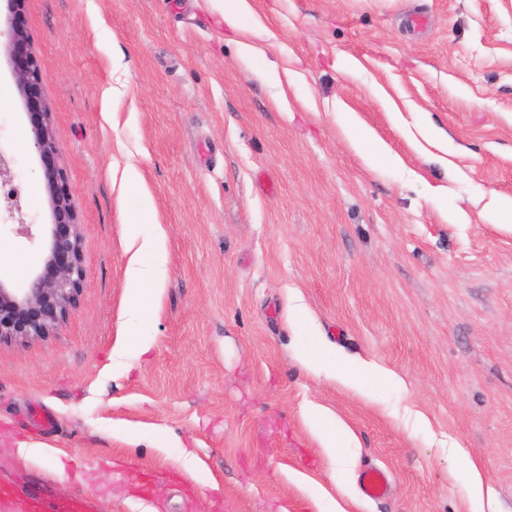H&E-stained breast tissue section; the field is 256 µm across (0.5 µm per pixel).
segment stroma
<instances>
[{"mask_svg":"<svg viewBox=\"0 0 512 512\" xmlns=\"http://www.w3.org/2000/svg\"><path fill=\"white\" fill-rule=\"evenodd\" d=\"M250 2L252 57L215 0H25L85 279L54 335L0 342V478L94 512H317L323 490L347 512H482L458 446L512 512V230L492 207L512 197V0ZM0 96L26 219L50 223L2 51ZM346 107L403 167L365 162ZM427 124L447 163L410 146ZM129 160L155 223L132 221ZM136 235L157 237L165 274L133 328ZM316 336L379 381L308 371ZM309 403L353 434L349 472ZM183 447L217 487L179 468ZM368 466L385 496L361 492ZM303 419L322 436L323 448H325L334 470L348 471L354 465L353 457L348 451L349 437L342 432L341 423L336 417L329 415L324 409L318 406H307L302 411ZM340 433L344 440H339ZM361 491L372 498L381 497L389 488L387 473L377 467L364 469L360 476Z\"/></svg>","mask_w":512,"mask_h":512,"instance_id":"stroma-1","label":"stroma"}]
</instances>
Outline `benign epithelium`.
I'll return each mask as SVG.
<instances>
[{"label": "benign epithelium", "instance_id": "7a95c632", "mask_svg": "<svg viewBox=\"0 0 512 512\" xmlns=\"http://www.w3.org/2000/svg\"><path fill=\"white\" fill-rule=\"evenodd\" d=\"M18 90L27 108L33 147L46 171L52 213L49 224H29L23 193L15 183L13 157L0 148V214L13 221V233L42 243L41 261L21 282L0 276V340H29L59 329L83 286L80 224L70 203V188L59 164L60 150L52 135V119L43 98L47 76L38 65L26 32L12 19L5 45Z\"/></svg>", "mask_w": 512, "mask_h": 512}]
</instances>
